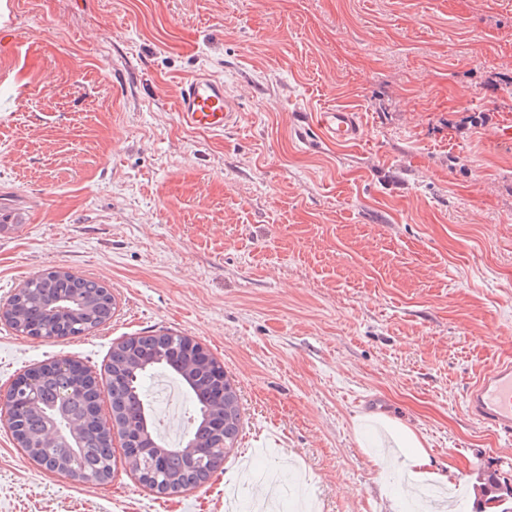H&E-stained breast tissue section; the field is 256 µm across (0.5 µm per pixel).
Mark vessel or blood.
I'll return each instance as SVG.
<instances>
[{"label":"vessel or blood","mask_w":512,"mask_h":512,"mask_svg":"<svg viewBox=\"0 0 512 512\" xmlns=\"http://www.w3.org/2000/svg\"><path fill=\"white\" fill-rule=\"evenodd\" d=\"M177 112L183 125L212 133L237 127L241 118L239 103L225 92L223 81L206 74L182 84ZM315 126L326 140L339 145L355 143L362 136L357 110L346 106L320 110ZM464 404L469 415L512 441V362L491 365L467 389Z\"/></svg>","instance_id":"b4317fda"}]
</instances>
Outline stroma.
<instances>
[{"instance_id":"35a3bbf8","label":"stroma","mask_w":512,"mask_h":512,"mask_svg":"<svg viewBox=\"0 0 512 512\" xmlns=\"http://www.w3.org/2000/svg\"><path fill=\"white\" fill-rule=\"evenodd\" d=\"M199 73L238 127L181 124ZM511 84L512 0H0V305L52 268L115 299L66 340L0 321V395L56 358L104 378L113 345L171 331L223 365L243 432L163 496L54 474L0 423V512H254L249 464L276 469V512H438L444 489L472 512L481 473L512 479L463 406L512 358ZM334 105L361 140L302 139ZM390 421L426 474L378 443ZM394 445L397 448H417L416 452L411 458L412 465L415 468H423L428 465L427 454L419 448H423L417 435L408 428L396 432L395 436H390Z\"/></svg>"}]
</instances>
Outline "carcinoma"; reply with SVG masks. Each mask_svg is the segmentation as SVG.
<instances>
[{"label":"carcinoma","instance_id":"1","mask_svg":"<svg viewBox=\"0 0 512 512\" xmlns=\"http://www.w3.org/2000/svg\"><path fill=\"white\" fill-rule=\"evenodd\" d=\"M5 322L16 332L39 338L68 339L89 333L112 318L108 288L68 270L44 271L12 295ZM168 373L189 396L193 418L180 444L171 446L156 433L152 405L146 398L148 380ZM105 385L90 373L64 374L54 361L25 371L38 381V397L22 406L11 431L17 445L35 462L73 481L110 479L112 431L122 439L130 470L150 490L177 494L206 481L224 462L240 429L236 389L212 354L200 344L173 332L130 336L112 347ZM77 396L66 401L69 388ZM107 396L111 426L102 424L101 397ZM62 432L68 448L45 461L42 440ZM506 483L495 471L482 474L474 512H500L487 503L494 489Z\"/></svg>","mask_w":512,"mask_h":512}]
</instances>
